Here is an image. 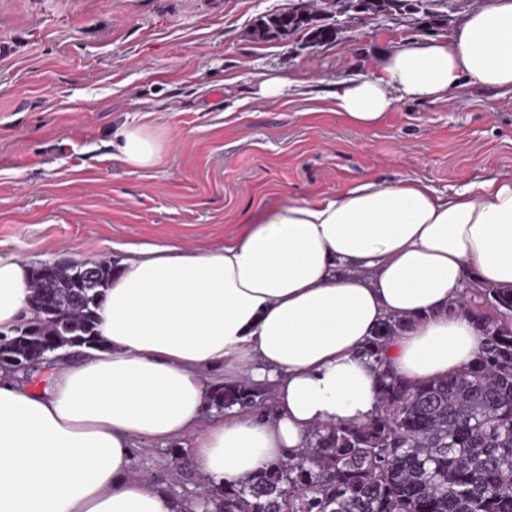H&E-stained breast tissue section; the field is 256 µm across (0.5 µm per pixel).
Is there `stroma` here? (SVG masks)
<instances>
[{"label": "stroma", "mask_w": 512, "mask_h": 512, "mask_svg": "<svg viewBox=\"0 0 512 512\" xmlns=\"http://www.w3.org/2000/svg\"><path fill=\"white\" fill-rule=\"evenodd\" d=\"M289 0H0V241L34 264L122 260L149 245L214 247L257 209L415 176L448 193L512 178V91L467 88L398 102L359 128L327 110L330 84L372 73L420 37L412 19L349 28L335 43L259 42ZM310 75L269 100L262 75ZM126 124L165 136L159 164L127 168ZM176 443L137 444L134 471L178 499Z\"/></svg>", "instance_id": "35a3bbf8"}]
</instances>
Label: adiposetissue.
I'll use <instances>...</instances> for the list:
<instances>
[{
    "instance_id": "obj_1",
    "label": "adipose tissue",
    "mask_w": 512,
    "mask_h": 512,
    "mask_svg": "<svg viewBox=\"0 0 512 512\" xmlns=\"http://www.w3.org/2000/svg\"><path fill=\"white\" fill-rule=\"evenodd\" d=\"M512 89V0H484L445 37L404 39L370 75L324 98L354 126L395 102L436 101L462 82ZM131 170L155 166L161 137L115 135ZM30 263L0 254V330L32 317ZM512 285V179L445 195L427 181L363 180L334 194L258 209L223 245L151 246L121 262L98 310L103 349L64 351L47 385L0 370V512H179L148 477L136 443L191 441L194 470L237 485L306 447L322 424L377 407L359 350L385 317L406 327L387 349L397 375L442 377L480 338L454 305L466 281ZM270 381V410L223 415L213 370Z\"/></svg>"
}]
</instances>
